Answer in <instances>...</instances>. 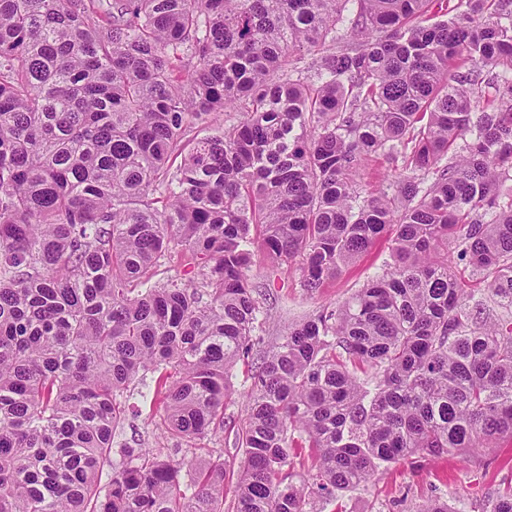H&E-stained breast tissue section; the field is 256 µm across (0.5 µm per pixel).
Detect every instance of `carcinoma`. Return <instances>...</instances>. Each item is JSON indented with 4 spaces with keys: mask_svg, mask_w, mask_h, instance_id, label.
Masks as SVG:
<instances>
[{
    "mask_svg": "<svg viewBox=\"0 0 512 512\" xmlns=\"http://www.w3.org/2000/svg\"><path fill=\"white\" fill-rule=\"evenodd\" d=\"M509 180L512 0H0V512H224L223 461L117 438L148 378L173 452L224 430L256 248L393 262L253 374L236 512L512 439Z\"/></svg>",
    "mask_w": 512,
    "mask_h": 512,
    "instance_id": "cac0c4a2",
    "label": "carcinoma"
}]
</instances>
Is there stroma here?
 Masks as SVG:
<instances>
[{
	"label": "stroma",
	"mask_w": 512,
	"mask_h": 512,
	"mask_svg": "<svg viewBox=\"0 0 512 512\" xmlns=\"http://www.w3.org/2000/svg\"><path fill=\"white\" fill-rule=\"evenodd\" d=\"M390 236H383L374 248L329 281L316 295H308L300 286L297 265L272 269L262 256H255L247 275L253 287L267 292L255 334L260 342L252 356L239 362L232 371L234 394L224 406L223 432L201 442L198 458L222 457L224 460V512H235L237 472L242 453L235 440L246 419L245 395L252 383V373L263 356L270 354L289 327L312 316L327 305L342 303L367 280L380 275L391 263ZM154 397L150 385L136 386L130 399L142 414L128 418L122 438L140 440L145 447L165 445L166 440L147 412ZM512 483V441H500L498 447L480 452L448 456L442 459L419 458L415 462L384 465L382 475L371 483L342 494L343 512H419L429 499L447 500L454 512H479L488 489Z\"/></svg>",
	"instance_id": "35a3bbf8"
}]
</instances>
